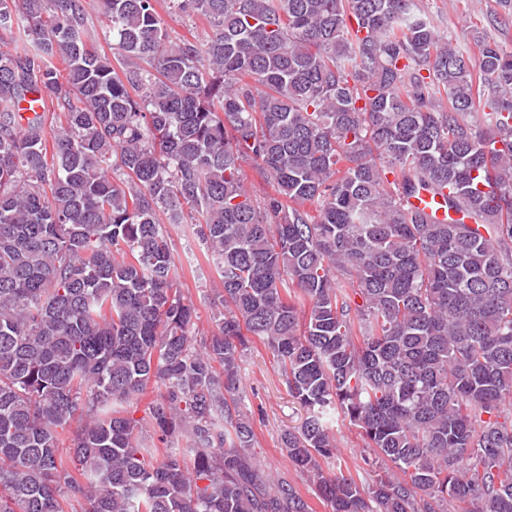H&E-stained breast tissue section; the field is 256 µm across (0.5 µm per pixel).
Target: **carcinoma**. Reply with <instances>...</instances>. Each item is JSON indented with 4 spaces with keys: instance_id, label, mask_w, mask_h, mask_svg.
Returning a JSON list of instances; mask_svg holds the SVG:
<instances>
[{
    "instance_id": "1",
    "label": "carcinoma",
    "mask_w": 512,
    "mask_h": 512,
    "mask_svg": "<svg viewBox=\"0 0 512 512\" xmlns=\"http://www.w3.org/2000/svg\"><path fill=\"white\" fill-rule=\"evenodd\" d=\"M100 5L147 69L85 0H0V512H313L257 459L256 339L331 512H512V50L422 0H182L205 45ZM445 190L444 222L406 204ZM187 222L222 284L199 347ZM339 418L366 482L321 465ZM86 2L88 4V11L91 15V25L97 39V44L109 57L112 58V60H114L115 64L117 65L114 56H116L118 59L120 56H118V50L113 48L115 46H113L112 42L110 22L101 14L97 0H86Z\"/></svg>"
}]
</instances>
